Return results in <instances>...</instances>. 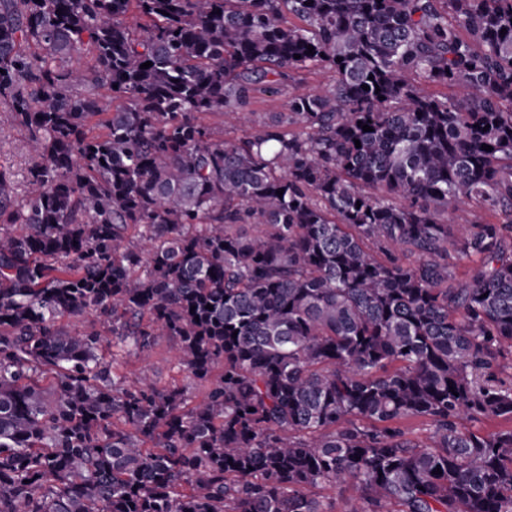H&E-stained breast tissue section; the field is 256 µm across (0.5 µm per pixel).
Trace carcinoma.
<instances>
[{
	"mask_svg": "<svg viewBox=\"0 0 512 512\" xmlns=\"http://www.w3.org/2000/svg\"><path fill=\"white\" fill-rule=\"evenodd\" d=\"M6 124L0 512H512V0H0ZM288 103V84L282 87V89L273 95L267 96L262 100H259L252 106V112L254 114L253 119L268 120L275 112H286ZM25 133L19 129L4 127L0 131V162H7L14 172L17 192L23 193L26 186ZM122 371L129 379H134L144 373L151 376L156 375L164 382L182 378L173 341L164 336L159 339L149 358L146 360L135 357L127 358Z\"/></svg>",
	"mask_w": 512,
	"mask_h": 512,
	"instance_id": "carcinoma-1",
	"label": "carcinoma"
}]
</instances>
